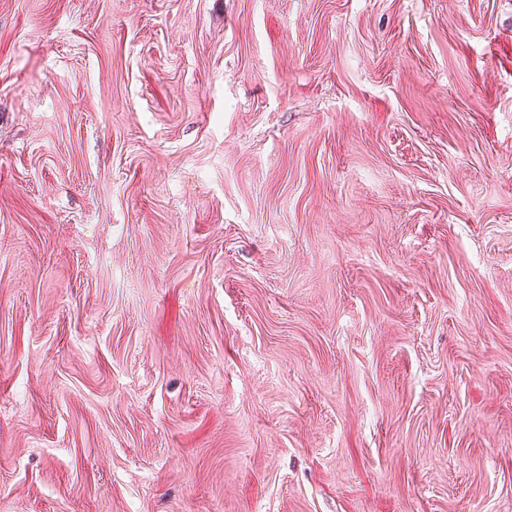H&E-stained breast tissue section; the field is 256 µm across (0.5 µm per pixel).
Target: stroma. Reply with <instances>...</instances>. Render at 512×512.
Masks as SVG:
<instances>
[{
	"mask_svg": "<svg viewBox=\"0 0 512 512\" xmlns=\"http://www.w3.org/2000/svg\"><path fill=\"white\" fill-rule=\"evenodd\" d=\"M0 512H512V0H0Z\"/></svg>",
	"mask_w": 512,
	"mask_h": 512,
	"instance_id": "1",
	"label": "stroma"
}]
</instances>
